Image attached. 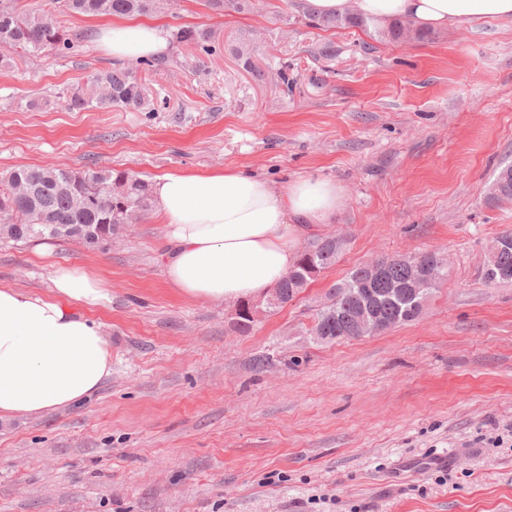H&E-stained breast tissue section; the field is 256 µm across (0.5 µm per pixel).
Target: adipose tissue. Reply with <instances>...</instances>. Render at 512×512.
Listing matches in <instances>:
<instances>
[{"mask_svg": "<svg viewBox=\"0 0 512 512\" xmlns=\"http://www.w3.org/2000/svg\"><path fill=\"white\" fill-rule=\"evenodd\" d=\"M315 16L353 14L373 28L402 20L419 31L451 30L485 19L511 20L512 0H306ZM96 47L117 62L159 58L169 38L157 24L118 19ZM168 250L166 283L183 296L224 302L256 299L291 268L312 227L340 202L335 183L300 177L276 187L225 169L167 172L151 184ZM47 295L0 285V420L65 407L96 394L112 373V347L96 309L112 304L100 275L56 266Z\"/></svg>", "mask_w": 512, "mask_h": 512, "instance_id": "ef3b65f1", "label": "adipose tissue"}]
</instances>
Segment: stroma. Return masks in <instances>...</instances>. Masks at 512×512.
<instances>
[{
  "mask_svg": "<svg viewBox=\"0 0 512 512\" xmlns=\"http://www.w3.org/2000/svg\"><path fill=\"white\" fill-rule=\"evenodd\" d=\"M302 0L248 14L164 0L168 32H214L212 54L171 44L137 76L153 111L69 110L112 68L103 17L54 11L67 49L0 67V177L21 166L234 168L341 189L319 235L346 244L293 301L234 323L235 302L190 299L163 277L164 223L147 209L101 245L0 240V283L45 293L53 268L103 276L95 318L112 344L99 392L0 422V512H512V285H489V246L512 199V21L394 39L322 30ZM252 32L255 80L233 48ZM287 66L294 89L284 93ZM435 251L447 275L413 321L357 340L311 330L330 286L383 256ZM271 360L256 368V357ZM512 199V165L502 168L492 183L488 202Z\"/></svg>",
  "mask_w": 512,
  "mask_h": 512,
  "instance_id": "35a3bbf8",
  "label": "stroma"
}]
</instances>
